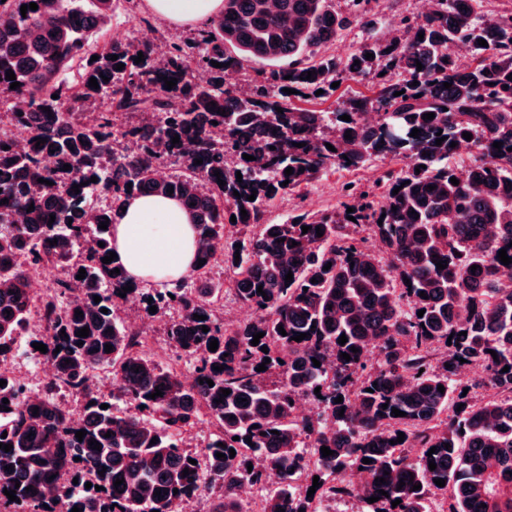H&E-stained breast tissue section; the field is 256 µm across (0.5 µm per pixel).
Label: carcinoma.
<instances>
[{
	"mask_svg": "<svg viewBox=\"0 0 512 512\" xmlns=\"http://www.w3.org/2000/svg\"><path fill=\"white\" fill-rule=\"evenodd\" d=\"M31 2L38 9L21 15ZM351 2L343 15L329 0H224L207 28L173 44L161 68L154 50L126 39L105 44L92 60L87 45L110 22L112 0H0V100L9 123L31 128L23 148L0 133V201L8 200L0 204V227L8 226L0 230V361L13 356L39 308L53 387L82 396L87 431L78 440L63 404L49 395L33 401L23 382L7 379L0 387V401L9 400L0 410V442L12 448H0V504L14 489L17 502L34 512H55L61 499L82 512H185L206 485L218 492L207 512H251L239 489L265 486L269 469L279 482L260 512H323L331 500L370 497L378 498L371 512H434L433 496L448 489L446 512H512V277L502 275L512 263L498 257L504 249L512 258V12L480 21L481 0H471L467 12L455 0H431L428 13L402 17L399 31L386 38L374 34L371 0ZM354 23L366 37L347 59L317 54ZM458 43L473 62L468 69L452 51ZM140 52L145 61L137 63ZM73 61L82 73L71 84L59 75ZM253 61L265 65L249 79L257 92L240 97L228 78ZM196 68L208 71L206 84L193 81ZM8 70L20 87L10 88ZM92 77L99 88L89 86ZM166 77L176 79L171 90ZM343 78L368 81L372 95L339 98L329 112L295 105L319 89L323 98L333 95L332 83ZM367 113L374 123L364 122ZM427 113L434 119H424ZM344 114L351 121L341 120ZM140 130L146 137L137 152L124 154ZM438 132L445 137L440 145ZM465 132L478 153L460 166L452 158ZM161 145L176 149L181 175L173 180L157 176ZM48 153L57 159L54 168L41 164ZM381 156L403 167L372 188L349 182L343 196L354 212L266 218L276 199L328 168L358 169ZM66 164L83 172L86 185L77 194ZM254 190L255 200H247ZM99 193L112 201L102 212L92 203ZM139 194L183 204L197 233L196 257L206 263L172 287L135 285L125 293V272L110 274L121 265L102 259L112 251L121 203ZM106 220L109 227L99 228ZM364 227L368 238L360 235ZM86 237L104 246L84 252ZM370 238L385 256L368 245ZM438 261L446 268L438 269ZM217 263L229 272L236 299L253 309L250 320L224 324V284L209 277ZM41 268L54 272V288L39 299L33 275ZM122 293L136 297L147 318L178 312L166 323L167 343L194 359L193 382L148 355L142 336L117 317ZM77 309L83 316H75ZM84 327L89 336L81 338L76 332ZM259 332L264 336L254 346ZM302 333L307 338L293 340ZM267 358L266 370L256 371ZM105 367L112 368L110 403L90 382L91 372ZM157 389L163 396L149 398ZM224 389L231 393L222 395ZM300 396L317 412L300 418ZM338 397L343 402H334ZM394 408L406 416H395ZM201 415L215 431L197 453L184 432ZM400 432L404 441L393 443ZM323 446L334 454L322 456ZM359 467L369 477L361 493L345 479ZM316 475L319 487L309 497ZM438 478L444 487L434 483ZM118 479L124 483L116 487Z\"/></svg>",
	"mask_w": 512,
	"mask_h": 512,
	"instance_id": "obj_1",
	"label": "carcinoma"
}]
</instances>
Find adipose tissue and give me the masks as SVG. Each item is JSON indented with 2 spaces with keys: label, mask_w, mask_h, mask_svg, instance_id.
Listing matches in <instances>:
<instances>
[{
  "label": "adipose tissue",
  "mask_w": 512,
  "mask_h": 512,
  "mask_svg": "<svg viewBox=\"0 0 512 512\" xmlns=\"http://www.w3.org/2000/svg\"><path fill=\"white\" fill-rule=\"evenodd\" d=\"M146 4L160 18L186 27L211 21L224 8V0H146ZM112 250L133 283L160 287L190 272L196 234L177 200L134 196L112 226Z\"/></svg>",
  "instance_id": "1"
}]
</instances>
